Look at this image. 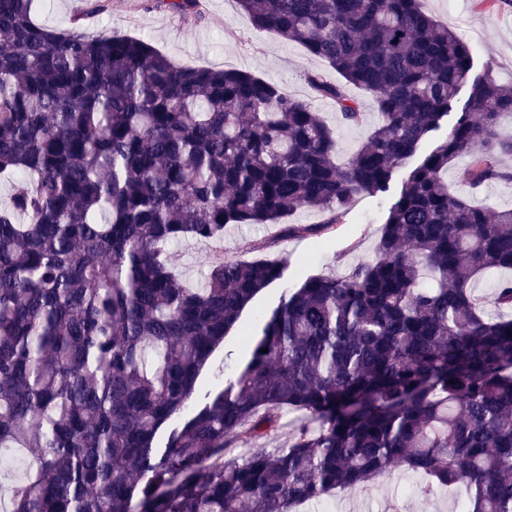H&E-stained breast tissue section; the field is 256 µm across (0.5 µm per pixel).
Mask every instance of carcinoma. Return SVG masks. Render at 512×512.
Masks as SVG:
<instances>
[{
    "mask_svg": "<svg viewBox=\"0 0 512 512\" xmlns=\"http://www.w3.org/2000/svg\"><path fill=\"white\" fill-rule=\"evenodd\" d=\"M64 28L0 0V455L34 451L3 512H296L402 466L419 492L458 486L462 512H512V208L448 189L512 184L498 135L512 86L476 85L446 139L409 172L376 256L309 276L269 315L236 381L192 405L197 379L286 262L215 254L189 287L172 247H221L232 225L324 234L385 192L448 115L472 49L420 0H236L258 30L340 76L306 81L342 125L377 119L344 164L334 129L281 85L179 66L145 40ZM187 23L202 0H149ZM301 210L319 224H282ZM268 352L263 353L261 349ZM318 427L258 440L282 413ZM166 432L164 446L156 444ZM300 422L301 420L297 414L285 412L280 427L271 431L267 438L256 442L241 443L234 454H239L242 448H280L288 441V435Z\"/></svg>",
    "mask_w": 512,
    "mask_h": 512,
    "instance_id": "cac0c4a2",
    "label": "carcinoma"
}]
</instances>
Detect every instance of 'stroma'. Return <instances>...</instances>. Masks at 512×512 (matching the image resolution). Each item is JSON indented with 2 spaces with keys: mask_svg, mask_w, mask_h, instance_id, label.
Listing matches in <instances>:
<instances>
[{
  "mask_svg": "<svg viewBox=\"0 0 512 512\" xmlns=\"http://www.w3.org/2000/svg\"><path fill=\"white\" fill-rule=\"evenodd\" d=\"M421 7L467 40L473 50L470 71L452 110L418 150L423 156L446 137L463 112L475 83L489 75L497 82L512 83V0H421ZM203 12L201 22L187 24L171 14L135 5L134 0H110L107 12L96 19L93 28L144 39L184 66L243 69L278 82L289 93L311 101L316 111L335 123L336 112L331 103L315 98L305 76L316 70L333 82L338 78L336 71L310 57L303 47L286 43L274 33L255 30L235 0H203ZM406 175V170H399L388 193L358 195L341 223L328 235L281 240L275 224L238 225L226 230L225 258L249 259V246L265 240L269 247L264 258L283 259L288 266L282 280L254 299L239 324L213 353L199 377L197 394L222 390L235 381L249 357L244 336L259 329L256 311L275 309L306 276L342 274L356 263L374 259L387 210ZM417 481L412 472L395 468L377 487L339 491L304 504L301 512H461L466 498L462 488H443L426 498L417 491Z\"/></svg>",
  "mask_w": 512,
  "mask_h": 512,
  "instance_id": "1",
  "label": "stroma"
}]
</instances>
